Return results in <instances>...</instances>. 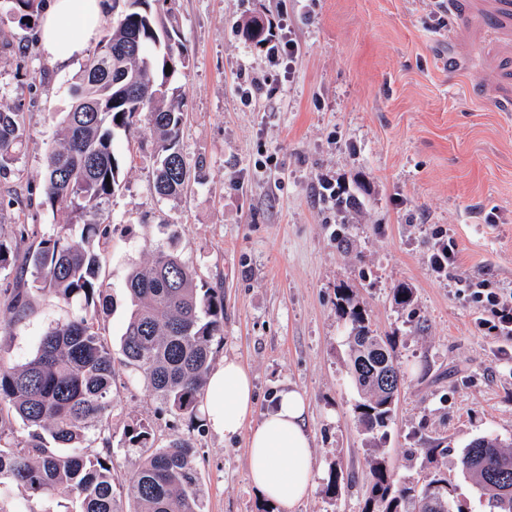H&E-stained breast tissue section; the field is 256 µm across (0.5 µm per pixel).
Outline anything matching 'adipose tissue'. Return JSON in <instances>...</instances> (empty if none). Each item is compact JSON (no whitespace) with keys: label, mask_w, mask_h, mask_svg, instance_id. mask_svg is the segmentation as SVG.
Segmentation results:
<instances>
[{"label":"adipose tissue","mask_w":512,"mask_h":512,"mask_svg":"<svg viewBox=\"0 0 512 512\" xmlns=\"http://www.w3.org/2000/svg\"><path fill=\"white\" fill-rule=\"evenodd\" d=\"M105 0H51L42 18L40 45L52 61L64 64L84 55L106 15ZM254 384L238 359L225 358L209 376L200 403L208 426L231 440L245 438L251 485L274 512H294L316 485L309 413L304 393L283 390L258 424Z\"/></svg>","instance_id":"adipose-tissue-1"}]
</instances>
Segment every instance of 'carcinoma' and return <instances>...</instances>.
I'll use <instances>...</instances> for the list:
<instances>
[{"mask_svg": "<svg viewBox=\"0 0 512 512\" xmlns=\"http://www.w3.org/2000/svg\"><path fill=\"white\" fill-rule=\"evenodd\" d=\"M7 2L20 26L35 28L41 0ZM124 2L70 90L60 144L46 152L41 204L64 211L67 223L48 235L36 224L15 225L10 239L0 235V273L15 271V283L4 287L10 291V318L0 334L11 336L12 327L28 315L29 290L21 281L30 268L36 291L67 305L80 302L68 320L46 331L29 360L12 365L0 358V512H38L13 502V484L25 491L27 503L57 505L43 512H121L113 489L112 436L101 437L102 451L95 456L82 449L86 433L112 415L115 361L96 317L107 304L101 280L102 246L109 235L106 205L121 186L113 130L129 131L145 120L158 133L153 183L158 196L177 197L192 179L179 147L182 106L168 86L176 71L169 61L185 63L187 48L161 25L151 0ZM157 49L171 71L159 69ZM24 136L20 113L0 108V177L11 173ZM27 240L18 265L17 242ZM126 288L133 310L121 338V363L142 375L171 413L194 418L213 342L224 335V294L198 284L195 270L173 246L157 250L148 266L131 270ZM337 307L353 325L352 374L365 394L356 406L359 419L365 431L378 432L391 420L392 390L400 379L393 346L373 334L352 289H337ZM127 435L146 449L125 484L135 512H202L192 440L157 447L143 423ZM443 453L425 449L424 485L416 496L414 487L396 483L385 457L373 456L363 512H466L439 464ZM460 466L479 478L489 512H512V452L498 439L472 441Z\"/></svg>", "mask_w": 512, "mask_h": 512, "instance_id": "cac0c4a2", "label": "carcinoma"}]
</instances>
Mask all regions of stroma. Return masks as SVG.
<instances>
[{
  "mask_svg": "<svg viewBox=\"0 0 512 512\" xmlns=\"http://www.w3.org/2000/svg\"><path fill=\"white\" fill-rule=\"evenodd\" d=\"M155 8L188 51L169 88L185 110L181 152L200 177L182 197L156 196L148 125L116 131L121 187L106 209L109 303L99 317L113 357L133 309L128 273L175 243L198 282L224 293L213 362L233 356L251 371L256 414L288 387L308 398L318 479L297 512H361L372 449L411 484L435 444L448 450L455 500L488 512L459 459L474 438L512 440V335L488 330L491 311L466 283L512 293V0H157ZM253 19L295 42L293 58L273 59L248 40ZM84 64L47 59L35 31L0 6V104L22 113L27 132L0 178L2 235L18 224L52 233L65 221L41 206L40 189L46 148ZM324 176L347 186L355 207L324 200ZM441 229L458 256L439 277L429 259ZM400 285L413 288L411 307L398 305ZM341 288L391 339L403 374L392 421L372 441L357 423ZM30 300L29 316L0 341L15 364L71 311L49 294ZM112 396L105 428L115 479L142 460L125 431L143 423L160 445L192 439L203 512H268L249 482L243 440L193 431L120 364ZM335 464L339 488L328 495Z\"/></svg>",
  "mask_w": 512,
  "mask_h": 512,
  "instance_id": "1",
  "label": "stroma"
}]
</instances>
